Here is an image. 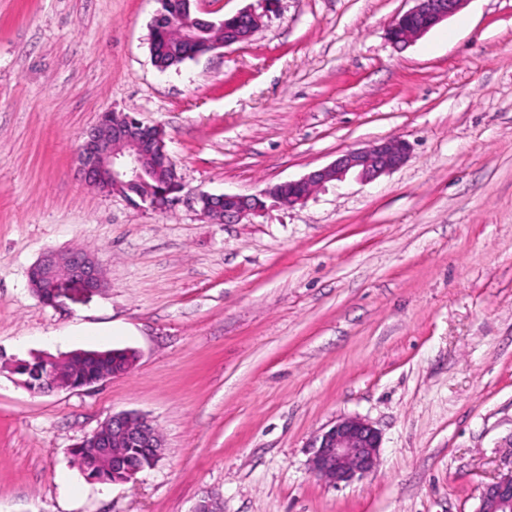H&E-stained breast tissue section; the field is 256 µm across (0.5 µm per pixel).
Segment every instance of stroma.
<instances>
[{
  "instance_id": "1",
  "label": "stroma",
  "mask_w": 512,
  "mask_h": 512,
  "mask_svg": "<svg viewBox=\"0 0 512 512\" xmlns=\"http://www.w3.org/2000/svg\"><path fill=\"white\" fill-rule=\"evenodd\" d=\"M250 10L245 42L152 63L158 0H0V512H475L512 470V0H468L406 47L411 0H197ZM108 111L165 131L186 191L251 194L398 136L399 169L347 176L237 224L159 214L85 182ZM104 288L31 292L48 250ZM131 348L132 370L34 394L14 364ZM164 436L151 469L88 479L72 450L112 413ZM380 464L336 486L310 446L336 419Z\"/></svg>"
}]
</instances>
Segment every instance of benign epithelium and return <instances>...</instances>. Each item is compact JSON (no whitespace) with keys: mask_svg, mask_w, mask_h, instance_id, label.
<instances>
[{"mask_svg":"<svg viewBox=\"0 0 512 512\" xmlns=\"http://www.w3.org/2000/svg\"><path fill=\"white\" fill-rule=\"evenodd\" d=\"M414 6L396 17L388 27L389 40L403 46L427 33L437 24L456 14L468 0H413ZM253 20L246 36H226L222 41L207 43L206 52L228 47L249 39L260 23V16L239 12L231 19ZM409 144L399 136L381 139L366 148L352 149L340 154L329 165L314 170L298 180L287 181L258 194L199 193L187 198V203L200 216L213 224H233L262 211L260 198L288 190L286 204L292 207L304 202L311 191L332 181L341 182L353 172L367 182L400 168L408 159ZM80 171L93 187L107 192H120L138 182L144 164L173 170L159 125H145L129 115L104 113L86 133L77 152ZM181 199L180 195L165 193L149 199L147 208L163 212ZM73 283L83 291L97 290L104 285L102 269L90 254L47 251L28 272V283L35 296L44 304H56L65 295V283ZM50 363L38 382V391L71 390L90 387L93 382H78L71 376L73 355L47 356ZM138 444L150 449L155 456L165 448L158 428L146 415L134 411L112 414L91 435L77 444L90 448L100 461L114 467L123 465L121 449ZM309 462L311 474L318 480L339 484L362 479L373 473L379 463L381 437L368 421L358 417H345L316 437ZM476 512H512V471L487 483L480 494Z\"/></svg>","mask_w":512,"mask_h":512,"instance_id":"1","label":"benign epithelium"}]
</instances>
